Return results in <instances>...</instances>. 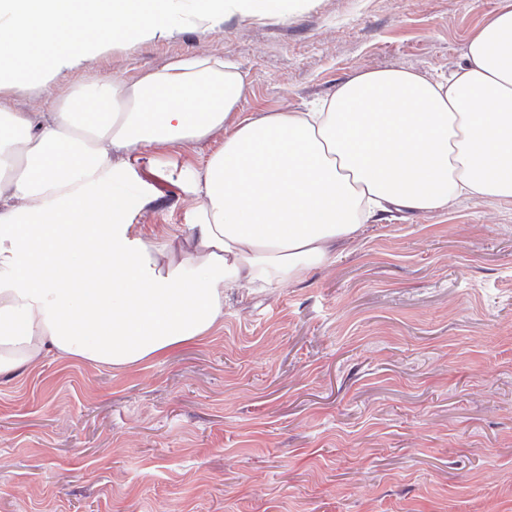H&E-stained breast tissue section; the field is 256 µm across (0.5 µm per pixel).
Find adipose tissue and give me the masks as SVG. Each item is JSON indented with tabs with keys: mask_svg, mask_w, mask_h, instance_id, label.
Returning a JSON list of instances; mask_svg holds the SVG:
<instances>
[{
	"mask_svg": "<svg viewBox=\"0 0 512 512\" xmlns=\"http://www.w3.org/2000/svg\"><path fill=\"white\" fill-rule=\"evenodd\" d=\"M286 0H0V375L44 358L122 371L212 335L228 292L329 264L362 224L457 198L512 202V0L445 75L359 71L307 112L233 118L237 65L188 57L8 104L116 47L206 31ZM223 132L198 173L191 234L118 223L121 158Z\"/></svg>",
	"mask_w": 512,
	"mask_h": 512,
	"instance_id": "1",
	"label": "adipose tissue"
}]
</instances>
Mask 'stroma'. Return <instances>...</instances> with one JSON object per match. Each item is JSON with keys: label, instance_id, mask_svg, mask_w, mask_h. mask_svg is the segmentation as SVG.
<instances>
[{"label": "stroma", "instance_id": "obj_1", "mask_svg": "<svg viewBox=\"0 0 512 512\" xmlns=\"http://www.w3.org/2000/svg\"><path fill=\"white\" fill-rule=\"evenodd\" d=\"M497 0H289L61 76L233 59L238 107L302 111L355 71L445 74ZM223 132L120 167L145 237L189 226ZM0 512H512V205L362 225L335 259L231 294L205 340L124 371L0 376Z\"/></svg>", "mask_w": 512, "mask_h": 512}]
</instances>
